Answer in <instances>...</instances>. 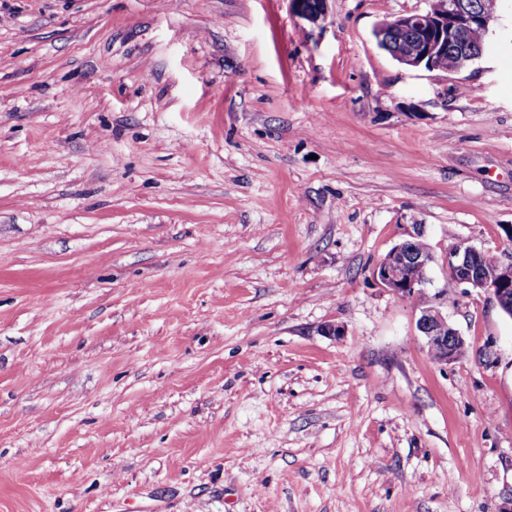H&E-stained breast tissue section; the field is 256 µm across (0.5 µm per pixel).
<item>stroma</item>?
<instances>
[{
    "instance_id": "obj_1",
    "label": "stroma",
    "mask_w": 512,
    "mask_h": 512,
    "mask_svg": "<svg viewBox=\"0 0 512 512\" xmlns=\"http://www.w3.org/2000/svg\"><path fill=\"white\" fill-rule=\"evenodd\" d=\"M429 6L0 0V512H512V317L446 265L512 262V0L458 73L375 42ZM414 234L407 239L395 245L384 257L376 268V277L380 283L391 290L396 295H405L409 297L418 296L423 293V286L427 282V270L431 261L430 246L424 236L423 225L418 224L414 227ZM415 239L410 244L413 238ZM411 248L416 250V253ZM417 325L429 352L439 354L437 362L446 364L456 359L457 348L464 339L449 324L448 316L437 307L428 306L421 310Z\"/></svg>"
}]
</instances>
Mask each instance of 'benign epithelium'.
I'll return each instance as SVG.
<instances>
[{"instance_id":"1","label":"benign epithelium","mask_w":512,"mask_h":512,"mask_svg":"<svg viewBox=\"0 0 512 512\" xmlns=\"http://www.w3.org/2000/svg\"><path fill=\"white\" fill-rule=\"evenodd\" d=\"M298 13L305 20L316 24L324 17L326 0H294ZM430 9L414 14L391 16L376 28L377 40L393 36L396 40L394 59L408 67L434 68L436 56L452 49L457 53L456 70H464L484 54L485 49L474 53L470 47V35L476 28L491 32L494 18L484 15L475 0H430ZM424 234L423 225H414V234L395 245L376 268L380 283L396 295L409 297L423 293L427 282V270L431 257L416 253L410 248V240ZM474 247L460 245L448 251V273L463 288L482 289L492 294L504 309L512 307V264L497 265L494 275H485L475 269ZM418 329L431 353L439 354L437 362L446 364L457 356V348L464 339L448 322L437 307L421 310Z\"/></svg>"}]
</instances>
